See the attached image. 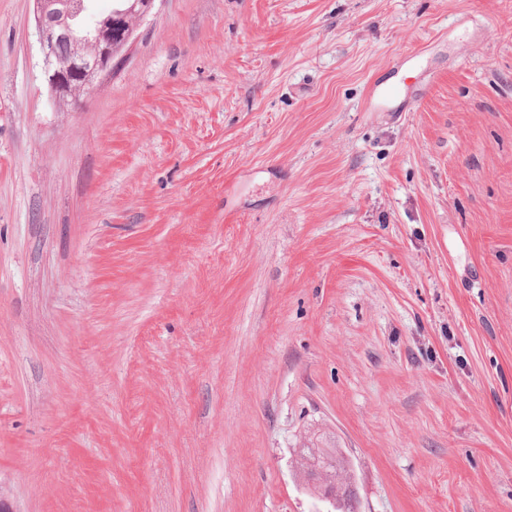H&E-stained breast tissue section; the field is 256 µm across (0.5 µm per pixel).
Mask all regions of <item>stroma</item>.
<instances>
[{"mask_svg":"<svg viewBox=\"0 0 512 512\" xmlns=\"http://www.w3.org/2000/svg\"><path fill=\"white\" fill-rule=\"evenodd\" d=\"M0 0L15 512H512V0H157L55 107ZM300 460L301 467L324 473L325 487L336 489V480L338 482L347 480L348 470L343 461L338 460L336 466V449L334 448H302Z\"/></svg>","mask_w":512,"mask_h":512,"instance_id":"35a3bbf8","label":"stroma"}]
</instances>
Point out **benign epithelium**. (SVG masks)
<instances>
[{
    "mask_svg": "<svg viewBox=\"0 0 512 512\" xmlns=\"http://www.w3.org/2000/svg\"><path fill=\"white\" fill-rule=\"evenodd\" d=\"M34 19L43 55L44 72L60 107L79 93H91L98 76L114 67L133 39L138 23L150 15L157 0H115L112 12L95 27L92 37L83 35L73 19L83 10V0H34ZM60 40L82 47L67 65L60 64L55 46Z\"/></svg>",
    "mask_w": 512,
    "mask_h": 512,
    "instance_id": "obj_1",
    "label": "benign epithelium"
}]
</instances>
